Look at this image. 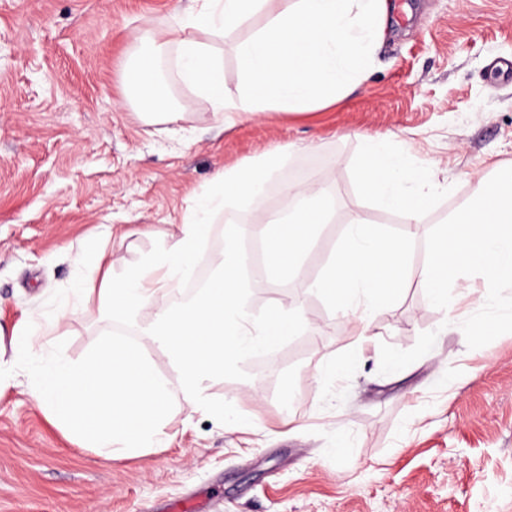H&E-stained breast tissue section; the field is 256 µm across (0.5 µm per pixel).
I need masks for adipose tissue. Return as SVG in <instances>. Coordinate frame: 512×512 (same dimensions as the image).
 I'll return each instance as SVG.
<instances>
[{
    "instance_id": "obj_1",
    "label": "adipose tissue",
    "mask_w": 512,
    "mask_h": 512,
    "mask_svg": "<svg viewBox=\"0 0 512 512\" xmlns=\"http://www.w3.org/2000/svg\"><path fill=\"white\" fill-rule=\"evenodd\" d=\"M270 2L192 0L189 9L174 10L162 34L139 36L138 62L127 83L137 112L149 123L180 120L161 83L160 67L168 61L200 108L229 123L265 112L298 114L324 107L369 77L387 0H292L275 10ZM259 13L267 14L266 23L236 47L244 89L238 97H225L224 56L216 44L230 28ZM272 167L271 159L263 157L217 174L212 186L187 206L178 234L122 275L114 273L110 237H101L90 277L60 317L83 311L91 299L104 319H132L154 309L142 335L167 350L184 396L195 408L207 407L212 380L256 351L276 347L305 323L297 305L276 306L251 319L242 303L246 281L237 244L229 235L210 288L177 305L162 301L196 262L201 242L212 231L210 215L227 204L260 205V188ZM358 179L385 209L411 219L448 190L433 167L409 165L386 138L368 143ZM282 209L283 218L260 221L257 227L274 284L300 275L303 255L314 244L318 227L333 221L336 204L327 187L305 179L286 185ZM411 243L410 231L393 234L353 212L347 234L313 286L331 303L371 323L400 296Z\"/></svg>"
}]
</instances>
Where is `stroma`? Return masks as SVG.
Returning <instances> with one entry per match:
<instances>
[{
    "mask_svg": "<svg viewBox=\"0 0 512 512\" xmlns=\"http://www.w3.org/2000/svg\"><path fill=\"white\" fill-rule=\"evenodd\" d=\"M176 0H0V327L57 318L88 273L76 262L111 235L133 265L173 234L215 175L275 147L268 186L317 177L336 214L281 287L250 282L246 305L300 299L307 327L211 384V408L175 394L159 447L106 460L70 439L25 372L0 384V512H512V333L469 349L461 322L485 291L460 277L446 309L420 286L426 233L468 203L479 177L512 167V0H388L369 78L335 105L235 124L169 79L179 134L130 108L123 72L135 38L164 29ZM224 39V91L242 78ZM389 138L448 190L421 213L400 299L367 339L353 315L306 288L352 212L390 232L402 214L367 197L357 165ZM51 337L80 360L111 330L95 308L57 319Z\"/></svg>",
    "mask_w": 512,
    "mask_h": 512,
    "instance_id": "1",
    "label": "stroma"
}]
</instances>
